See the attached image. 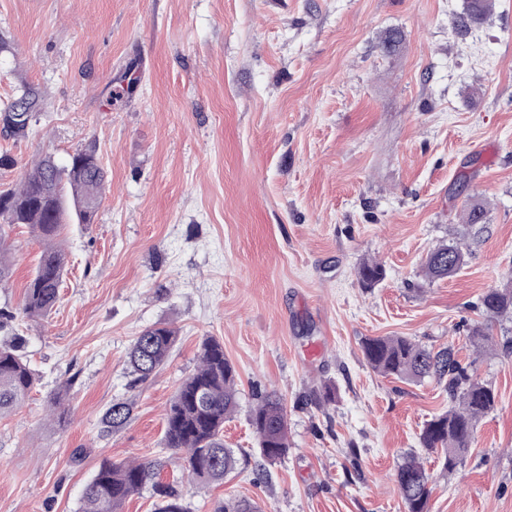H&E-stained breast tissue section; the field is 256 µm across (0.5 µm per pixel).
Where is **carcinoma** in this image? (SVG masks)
Wrapping results in <instances>:
<instances>
[{
    "label": "carcinoma",
    "mask_w": 512,
    "mask_h": 512,
    "mask_svg": "<svg viewBox=\"0 0 512 512\" xmlns=\"http://www.w3.org/2000/svg\"><path fill=\"white\" fill-rule=\"evenodd\" d=\"M490 0H467L455 32L463 34L481 23ZM41 92L25 86L0 106V135L24 138L39 120ZM106 172L96 151L86 149L59 165L44 155L27 167L15 187L0 190V287L12 276L8 258V230L15 224H28L44 250L25 289L22 315L35 320L46 315L59 301L66 257L57 245L70 214L78 223L91 224L96 215ZM467 252L457 243L434 247L424 263L425 276L432 280L454 277L466 264ZM364 288H373L385 279L384 268L366 261L358 269ZM481 308L489 318L512 315V278L481 298ZM471 346L482 349L492 341L484 324L470 327ZM177 341L175 329L165 323L144 330L129 352V364L136 381L144 382L169 361ZM366 362L377 373L403 382L433 378L448 395V411L427 421L419 443L432 453L441 454L443 467L452 471L463 463L478 422L495 408L494 390L479 381L456 358L450 346L437 351L404 336L368 337L362 342ZM36 383L24 355L20 336L0 340V416L12 412ZM238 406L236 371L224 355L223 344L215 338L202 342L199 364L178 387L165 415L164 445L181 456L187 475L200 482H218L236 470L241 457L224 446V421ZM133 403H112L101 417L109 432L124 424ZM250 426L260 448L261 458L272 464L288 455V419L284 403L276 392L256 398L249 415ZM155 464L147 461H104L86 484L81 512H120L122 505L145 486H152L159 498L158 512H190L183 499L158 479ZM396 481L405 512H429V474L415 455L407 457L396 471Z\"/></svg>",
    "instance_id": "1"
}]
</instances>
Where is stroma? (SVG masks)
Wrapping results in <instances>:
<instances>
[{
  "mask_svg": "<svg viewBox=\"0 0 512 512\" xmlns=\"http://www.w3.org/2000/svg\"><path fill=\"white\" fill-rule=\"evenodd\" d=\"M466 0H0V101L40 89L28 137L0 138V190L45 153L94 147L106 172L93 223L66 225L60 299L40 322L19 310L42 250L9 233L13 274L0 336H26L37 384L0 418V512H79L105 460L155 461L190 512L238 500L261 512H404L396 470L422 456L430 512H512V320H487L481 297L512 275V0L465 37ZM399 49H382L389 30ZM486 211L471 226L467 206ZM442 242L467 262L430 281ZM386 277L361 288L357 269ZM490 322L494 342L467 339ZM163 322L169 363L134 383L127 352ZM237 372L239 407L224 442L249 465L195 484L164 446L177 387L206 337ZM369 336L454 346L491 386L463 464L444 469L419 444L448 409L436 381L402 383L364 361ZM336 401L314 398L324 383ZM68 385L64 422L50 393ZM277 390L287 456L261 474L249 424ZM133 413L104 432L103 412ZM132 410L133 403L131 401L113 402L101 417V424L105 431H112V428H117L124 424L130 418Z\"/></svg>",
  "mask_w": 512,
  "mask_h": 512,
  "instance_id": "stroma-1",
  "label": "stroma"
}]
</instances>
